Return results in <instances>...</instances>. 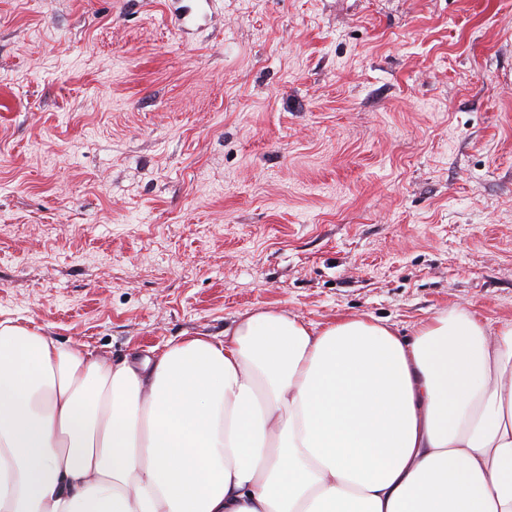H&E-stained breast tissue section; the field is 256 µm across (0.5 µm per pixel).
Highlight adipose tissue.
I'll list each match as a JSON object with an SVG mask.
<instances>
[{"instance_id":"adipose-tissue-1","label":"adipose tissue","mask_w":512,"mask_h":512,"mask_svg":"<svg viewBox=\"0 0 512 512\" xmlns=\"http://www.w3.org/2000/svg\"><path fill=\"white\" fill-rule=\"evenodd\" d=\"M0 512H512V321L260 309L113 364L2 320Z\"/></svg>"}]
</instances>
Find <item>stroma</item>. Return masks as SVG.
Instances as JSON below:
<instances>
[{"mask_svg":"<svg viewBox=\"0 0 512 512\" xmlns=\"http://www.w3.org/2000/svg\"><path fill=\"white\" fill-rule=\"evenodd\" d=\"M191 2L0 0V320L512 321V0Z\"/></svg>","mask_w":512,"mask_h":512,"instance_id":"1","label":"stroma"}]
</instances>
